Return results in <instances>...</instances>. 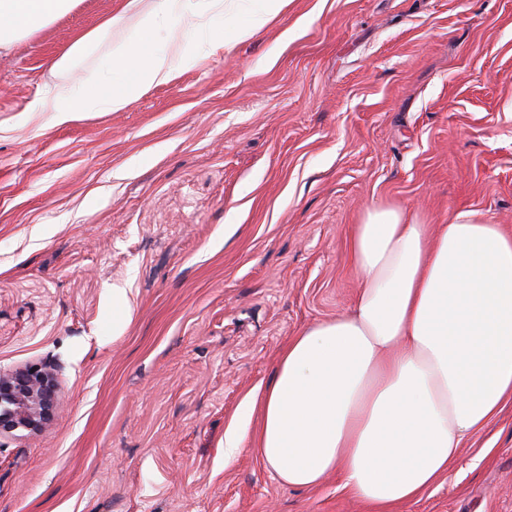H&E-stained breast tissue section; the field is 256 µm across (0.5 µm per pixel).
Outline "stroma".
Here are the masks:
<instances>
[{
    "label": "stroma",
    "mask_w": 512,
    "mask_h": 512,
    "mask_svg": "<svg viewBox=\"0 0 512 512\" xmlns=\"http://www.w3.org/2000/svg\"><path fill=\"white\" fill-rule=\"evenodd\" d=\"M126 2L0 51V369L61 387L45 433L0 441V512H374L334 474L281 484L249 404L349 312L370 204L512 231V0H291L121 111H31L93 79L111 41L53 63ZM391 512H512V405Z\"/></svg>",
    "instance_id": "obj_1"
}]
</instances>
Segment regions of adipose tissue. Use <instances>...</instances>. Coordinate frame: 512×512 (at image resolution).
I'll use <instances>...</instances> for the list:
<instances>
[{
    "label": "adipose tissue",
    "instance_id": "obj_1",
    "mask_svg": "<svg viewBox=\"0 0 512 512\" xmlns=\"http://www.w3.org/2000/svg\"><path fill=\"white\" fill-rule=\"evenodd\" d=\"M79 0H0V49ZM361 286L307 326L264 390L256 454L294 488L338 473L352 496L409 502L512 403V234L476 211L424 224L366 207L350 236Z\"/></svg>",
    "mask_w": 512,
    "mask_h": 512
}]
</instances>
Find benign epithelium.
<instances>
[{"label":"benign epithelium","mask_w":512,"mask_h":512,"mask_svg":"<svg viewBox=\"0 0 512 512\" xmlns=\"http://www.w3.org/2000/svg\"><path fill=\"white\" fill-rule=\"evenodd\" d=\"M60 399L61 387L54 366L0 369V439L44 433Z\"/></svg>","instance_id":"1"}]
</instances>
